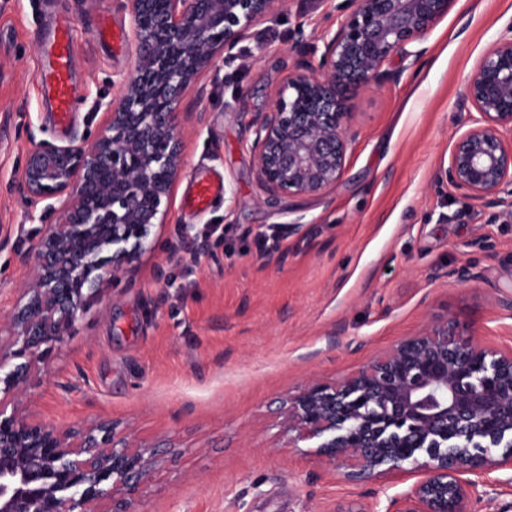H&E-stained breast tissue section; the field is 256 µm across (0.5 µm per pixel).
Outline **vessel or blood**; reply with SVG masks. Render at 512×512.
<instances>
[{"label": "vessel or blood", "instance_id": "b4317fda", "mask_svg": "<svg viewBox=\"0 0 512 512\" xmlns=\"http://www.w3.org/2000/svg\"><path fill=\"white\" fill-rule=\"evenodd\" d=\"M39 41L42 50L36 79L49 101L54 122L64 128L69 125L74 112L71 65L75 52V27L72 20H61L50 33L40 34ZM223 193L222 181L200 180L195 182L184 204L191 210L201 211Z\"/></svg>", "mask_w": 512, "mask_h": 512}]
</instances>
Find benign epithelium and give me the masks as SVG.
<instances>
[{
	"label": "benign epithelium",
	"instance_id": "benign-epithelium-1",
	"mask_svg": "<svg viewBox=\"0 0 512 512\" xmlns=\"http://www.w3.org/2000/svg\"><path fill=\"white\" fill-rule=\"evenodd\" d=\"M455 0H342L318 60L294 47V72L248 126L258 179L270 197L318 195L346 164L349 95L391 78L387 65L422 42ZM134 63L88 144L41 142L27 153L19 184L31 200L62 202L34 249L31 277L5 355L43 354L84 306V289L118 277L154 247L183 168L179 114L186 92L216 60L228 63L278 0H123ZM468 98L480 114L452 146L440 178L462 199L490 205L512 197V36L485 53ZM28 363L0 377V512H137L161 454L101 423L60 431L8 410ZM316 441L349 478L400 479L401 449L416 451L422 477L383 512H467L477 478L512 471V347L480 341L456 321L435 322L334 382L312 380L288 398L277 448Z\"/></svg>",
	"mask_w": 512,
	"mask_h": 512
}]
</instances>
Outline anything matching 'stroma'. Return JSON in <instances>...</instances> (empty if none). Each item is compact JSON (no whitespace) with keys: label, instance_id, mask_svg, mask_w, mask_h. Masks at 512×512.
Returning a JSON list of instances; mask_svg holds the SVG:
<instances>
[{"label":"stroma","instance_id":"35a3bbf8","mask_svg":"<svg viewBox=\"0 0 512 512\" xmlns=\"http://www.w3.org/2000/svg\"><path fill=\"white\" fill-rule=\"evenodd\" d=\"M76 29L78 110L55 127L37 81V32ZM131 27L118 0H0V327L56 214L19 178L32 143L92 141L130 72L102 18ZM335 0H283L255 24L235 61L216 62L205 94L184 100L186 150L155 246L88 299L68 332L33 360L18 411L60 430L113 423L159 448L139 512H357L401 486L353 481L310 448L275 447L282 401L309 380L346 376L448 317L482 341L512 345V214L465 201L435 180L478 114L467 98L483 54L512 32V0H456L418 55L395 57L396 81L350 98L345 171L319 196L266 206L248 124L295 66L297 27L319 45ZM224 193L181 205L196 177ZM191 242L175 250L176 242ZM468 512H512V473L480 480Z\"/></svg>","mask_w":512,"mask_h":512}]
</instances>
